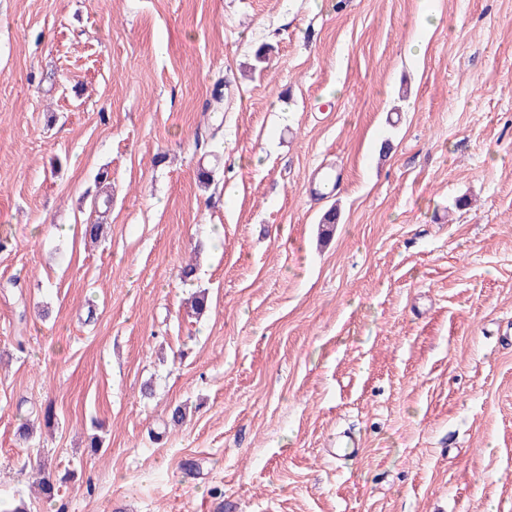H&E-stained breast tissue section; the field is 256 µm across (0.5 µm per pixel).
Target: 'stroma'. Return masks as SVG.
I'll return each instance as SVG.
<instances>
[{
  "instance_id": "stroma-1",
  "label": "stroma",
  "mask_w": 512,
  "mask_h": 512,
  "mask_svg": "<svg viewBox=\"0 0 512 512\" xmlns=\"http://www.w3.org/2000/svg\"><path fill=\"white\" fill-rule=\"evenodd\" d=\"M0 239V512H512V0H0ZM324 166L321 164L315 168L312 173V181L310 182L309 190L314 191L316 194L331 196L336 190V182L338 181L339 173L336 171V179L334 181L330 172L324 171Z\"/></svg>"
}]
</instances>
